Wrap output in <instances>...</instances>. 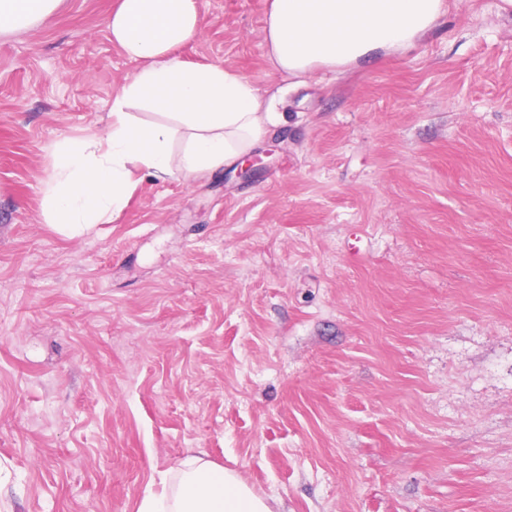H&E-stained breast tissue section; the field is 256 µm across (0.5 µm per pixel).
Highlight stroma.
Here are the masks:
<instances>
[{"instance_id":"stroma-1","label":"stroma","mask_w":512,"mask_h":512,"mask_svg":"<svg viewBox=\"0 0 512 512\" xmlns=\"http://www.w3.org/2000/svg\"><path fill=\"white\" fill-rule=\"evenodd\" d=\"M295 83L270 0H198L180 55L274 99L249 167L41 218L47 149L138 62L115 0L0 36V512H137L190 454L272 512H512V14Z\"/></svg>"}]
</instances>
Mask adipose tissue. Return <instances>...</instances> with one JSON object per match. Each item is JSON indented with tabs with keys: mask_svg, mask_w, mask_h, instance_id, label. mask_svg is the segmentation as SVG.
Wrapping results in <instances>:
<instances>
[{
	"mask_svg": "<svg viewBox=\"0 0 512 512\" xmlns=\"http://www.w3.org/2000/svg\"><path fill=\"white\" fill-rule=\"evenodd\" d=\"M60 0H0V36L51 19ZM445 0H271L264 41L291 77L343 72L415 49L446 16ZM104 25L140 64L117 90L103 133L48 149L42 216L63 231L111 223L137 174L158 180L214 173L251 154L281 120L254 83L178 51L200 33L197 0H116ZM137 512H272L235 470L189 455L148 492Z\"/></svg>",
	"mask_w": 512,
	"mask_h": 512,
	"instance_id": "adipose-tissue-1",
	"label": "adipose tissue"
}]
</instances>
